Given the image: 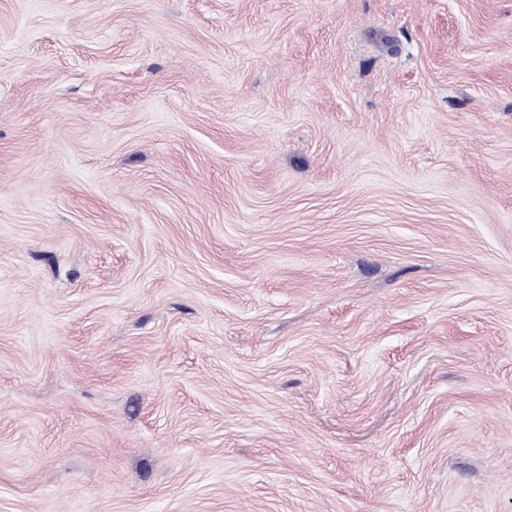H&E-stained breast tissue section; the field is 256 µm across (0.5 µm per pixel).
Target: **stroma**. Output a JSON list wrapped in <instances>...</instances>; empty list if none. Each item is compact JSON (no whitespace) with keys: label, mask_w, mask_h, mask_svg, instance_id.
Returning <instances> with one entry per match:
<instances>
[{"label":"stroma","mask_w":512,"mask_h":512,"mask_svg":"<svg viewBox=\"0 0 512 512\" xmlns=\"http://www.w3.org/2000/svg\"><path fill=\"white\" fill-rule=\"evenodd\" d=\"M0 512H512V0H0Z\"/></svg>","instance_id":"1"}]
</instances>
